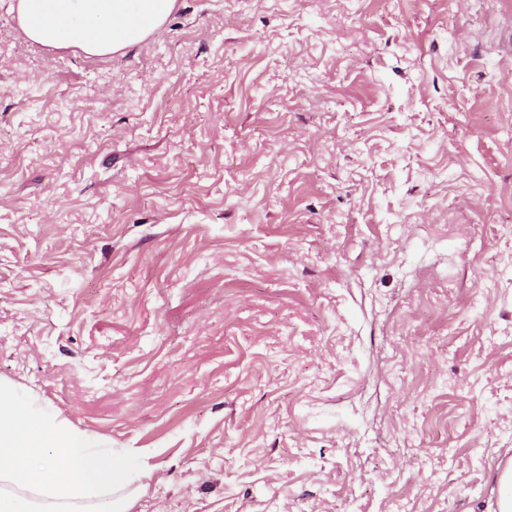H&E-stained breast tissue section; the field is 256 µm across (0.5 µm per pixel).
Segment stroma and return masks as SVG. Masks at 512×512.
<instances>
[{
  "mask_svg": "<svg viewBox=\"0 0 512 512\" xmlns=\"http://www.w3.org/2000/svg\"><path fill=\"white\" fill-rule=\"evenodd\" d=\"M0 0V380L130 512H492L512 0H178L109 56Z\"/></svg>",
  "mask_w": 512,
  "mask_h": 512,
  "instance_id": "stroma-1",
  "label": "stroma"
}]
</instances>
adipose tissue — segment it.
<instances>
[{"label": "adipose tissue", "instance_id": "1", "mask_svg": "<svg viewBox=\"0 0 512 512\" xmlns=\"http://www.w3.org/2000/svg\"><path fill=\"white\" fill-rule=\"evenodd\" d=\"M177 0H16L20 28L46 47L105 56L157 32Z\"/></svg>", "mask_w": 512, "mask_h": 512}]
</instances>
